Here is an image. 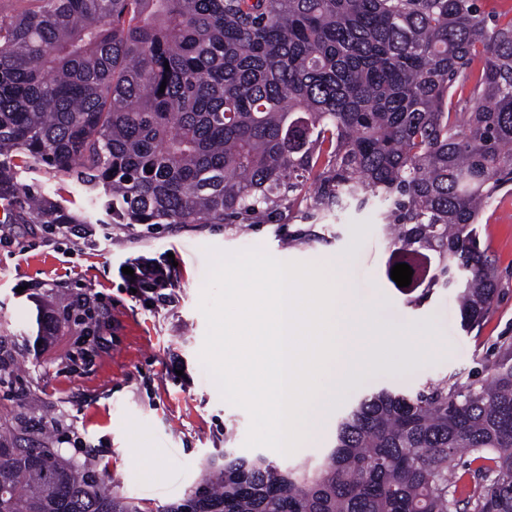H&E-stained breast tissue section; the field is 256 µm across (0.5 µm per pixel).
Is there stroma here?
<instances>
[{
    "label": "stroma",
    "mask_w": 512,
    "mask_h": 512,
    "mask_svg": "<svg viewBox=\"0 0 512 512\" xmlns=\"http://www.w3.org/2000/svg\"><path fill=\"white\" fill-rule=\"evenodd\" d=\"M19 180L90 224L94 235L68 239L40 224H20L0 242V365L11 373L0 384V440L52 448L75 461L83 457L80 445L93 447L129 497L179 501L212 454L242 448L248 433V413L222 400L199 359L206 247H260L281 261L322 267L345 262L353 293L379 311L380 343L397 350L394 367L336 402L319 435L288 456L266 450L280 465L321 459L341 417L367 393L408 392L440 379L481 382L503 354L512 355V191L492 199L476 227L496 269V293L483 322L467 331L456 289H434L416 306L388 280L393 244L379 201L311 220L272 214L249 227L115 224L69 173L30 162ZM298 230L305 238H295ZM139 254L174 255L167 305L148 307L119 277V266ZM61 291L98 305L97 335L70 324L60 336L38 338L37 306L55 305Z\"/></svg>",
    "instance_id": "obj_1"
}]
</instances>
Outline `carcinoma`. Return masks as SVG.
<instances>
[{"mask_svg":"<svg viewBox=\"0 0 512 512\" xmlns=\"http://www.w3.org/2000/svg\"><path fill=\"white\" fill-rule=\"evenodd\" d=\"M0 16V201L78 224L16 159L76 173L114 224H255L386 204L416 301L495 272L474 225L512 188V16L483 0H36ZM164 92H159L161 84ZM474 488L457 496L462 452ZM512 512V365L365 395L318 462L226 448L184 500L123 495L87 454L0 444V512Z\"/></svg>","mask_w":512,"mask_h":512,"instance_id":"cac0c4a2","label":"carcinoma"}]
</instances>
